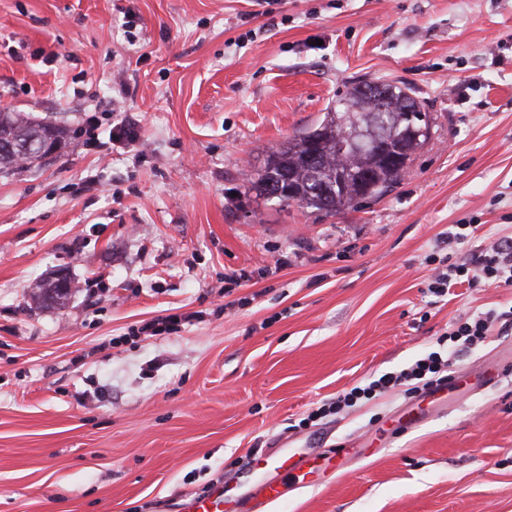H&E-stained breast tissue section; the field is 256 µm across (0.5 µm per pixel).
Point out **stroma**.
Segmentation results:
<instances>
[{
  "instance_id": "obj_1",
  "label": "stroma",
  "mask_w": 512,
  "mask_h": 512,
  "mask_svg": "<svg viewBox=\"0 0 512 512\" xmlns=\"http://www.w3.org/2000/svg\"><path fill=\"white\" fill-rule=\"evenodd\" d=\"M355 80L433 118L399 185L328 217L249 193ZM1 109L71 136L0 168V512H184L261 478L253 449L337 446L269 512H512V287L427 290L435 259L512 239V0H0ZM60 268L66 303H33ZM491 309L445 401L308 422Z\"/></svg>"
}]
</instances>
